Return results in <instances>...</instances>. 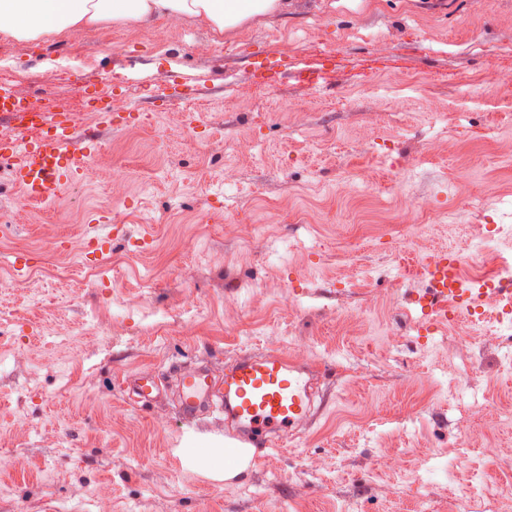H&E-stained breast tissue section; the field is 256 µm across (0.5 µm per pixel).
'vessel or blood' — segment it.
Listing matches in <instances>:
<instances>
[{"label":"vessel or blood","instance_id":"b4317fda","mask_svg":"<svg viewBox=\"0 0 512 512\" xmlns=\"http://www.w3.org/2000/svg\"><path fill=\"white\" fill-rule=\"evenodd\" d=\"M90 109L98 113L102 124L121 127L124 116L113 112L111 97L97 96ZM33 126L39 137L20 150L1 149L0 164L8 166L28 200L52 202L66 184L82 177L100 142L88 137L82 146H73L75 122L58 115L39 117ZM452 300L465 308L477 302L471 290L462 288L455 268L442 261L426 294L429 313L447 318ZM179 392L185 418L198 419L217 405L235 421L236 430L227 434L233 454L224 460V480L228 483L234 482L241 470L255 465L256 447L293 436L317 413L310 368L278 352L240 356L218 388L205 370L181 371Z\"/></svg>","mask_w":512,"mask_h":512}]
</instances>
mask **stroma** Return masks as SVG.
Returning a JSON list of instances; mask_svg holds the SVG:
<instances>
[{
	"label": "stroma",
	"mask_w": 512,
	"mask_h": 512,
	"mask_svg": "<svg viewBox=\"0 0 512 512\" xmlns=\"http://www.w3.org/2000/svg\"><path fill=\"white\" fill-rule=\"evenodd\" d=\"M75 68L112 72L146 115L99 129L64 76ZM1 71L37 108L76 114V138L100 132L112 172L46 206L0 165V270L64 273L53 288L0 284V512H448L464 488L512 486L499 423L512 375L498 369L512 343L420 334L411 298L428 279L390 273L396 258L512 225L494 205L512 195V0H292L221 35L191 19L40 45L0 35ZM244 136L252 153L233 148ZM363 173L373 187L344 191ZM409 198L422 212L403 215ZM98 212L112 246L90 257ZM359 267L374 278L350 287ZM299 348L331 393L319 419L235 483L188 468L183 447H223L224 423L184 422L178 367L219 384L245 353ZM140 372L159 383L153 403L129 395ZM448 460L450 476L431 477Z\"/></svg>",
	"instance_id": "1"
}]
</instances>
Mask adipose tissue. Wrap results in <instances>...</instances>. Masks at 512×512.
Returning <instances> with one entry per match:
<instances>
[{
    "mask_svg": "<svg viewBox=\"0 0 512 512\" xmlns=\"http://www.w3.org/2000/svg\"><path fill=\"white\" fill-rule=\"evenodd\" d=\"M289 0H0V34L23 42L101 23H152L188 17L213 32L287 12Z\"/></svg>",
    "mask_w": 512,
    "mask_h": 512,
    "instance_id": "adipose-tissue-1",
    "label": "adipose tissue"
}]
</instances>
